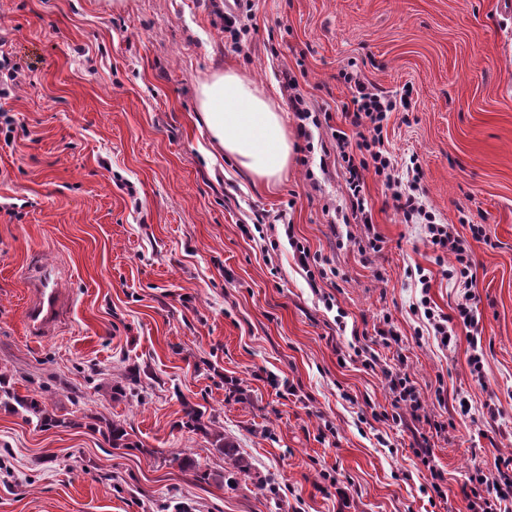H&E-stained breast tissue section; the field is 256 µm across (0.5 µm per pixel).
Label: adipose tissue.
<instances>
[{
  "instance_id": "ef3b65f1",
  "label": "adipose tissue",
  "mask_w": 512,
  "mask_h": 512,
  "mask_svg": "<svg viewBox=\"0 0 512 512\" xmlns=\"http://www.w3.org/2000/svg\"><path fill=\"white\" fill-rule=\"evenodd\" d=\"M199 110L212 137L257 181L276 183L293 156L281 110L247 78L217 72L199 86Z\"/></svg>"
}]
</instances>
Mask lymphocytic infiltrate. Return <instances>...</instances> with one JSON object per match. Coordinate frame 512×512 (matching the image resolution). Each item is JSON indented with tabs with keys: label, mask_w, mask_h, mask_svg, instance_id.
Segmentation results:
<instances>
[{
	"label": "lymphocytic infiltrate",
	"mask_w": 512,
	"mask_h": 512,
	"mask_svg": "<svg viewBox=\"0 0 512 512\" xmlns=\"http://www.w3.org/2000/svg\"><path fill=\"white\" fill-rule=\"evenodd\" d=\"M339 76L351 92L352 110L346 111L345 118L352 128L351 133H338L334 148H323V156L337 154L345 168V195L347 208L352 219L371 226V212L363 193L366 174L384 180L391 191L394 207L401 214L404 223L420 225L424 241L433 251L451 256L452 261L444 274L449 279L471 287L474 279L472 244L481 240V225H471L470 237L460 236L452 225L438 221L435 213L422 200L417 185L422 179L420 167H412L410 184H403L396 176L394 164L384 145L383 131L388 120L397 109L396 97L378 90L360 80L357 74L340 71ZM430 275L419 273L418 282L423 293L418 301L427 324L434 336L451 339L453 321H460L464 327L477 328L480 322L472 294H464L455 306L454 315L436 311L428 294ZM353 353L361 358L365 368L381 371L395 403L405 405V412H393L392 421H401L403 414L417 416L422 409L421 393L404 368L381 367L377 356L369 345L353 343ZM468 512H506L512 501V456H496L492 463H475L467 481L462 487Z\"/></svg>",
	"instance_id": "obj_1"
}]
</instances>
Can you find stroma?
Instances as JSON below:
<instances>
[{
  "instance_id": "obj_1",
  "label": "stroma",
  "mask_w": 512,
  "mask_h": 512,
  "mask_svg": "<svg viewBox=\"0 0 512 512\" xmlns=\"http://www.w3.org/2000/svg\"><path fill=\"white\" fill-rule=\"evenodd\" d=\"M225 0H0V36L19 68L1 103L0 389L37 395L63 426L36 427L0 403V512H467L460 489L477 460L512 455V15L502 0H250L251 32L232 43ZM409 95L385 146L423 171L419 192L473 243L486 386L470 346L429 336L412 305L417 268L453 314V288L390 190L366 176L381 252L337 246L342 161L320 169V143L347 131L339 73ZM231 70L280 107L294 140L266 187L215 143L198 88ZM292 73L321 126L288 105ZM315 181H307V170ZM286 212L296 237L336 267L310 285L287 239L255 231ZM59 268V327L28 335L30 271ZM390 320L399 340L377 334ZM363 334L383 365L405 363L425 418L393 409L380 372L351 358ZM496 395L497 421L472 420ZM248 462L233 470L185 405ZM447 423L435 433L430 420ZM124 424L116 449L98 421ZM426 436L427 469L413 452ZM222 484L180 470L179 453ZM440 473L447 499L433 498Z\"/></svg>"
}]
</instances>
